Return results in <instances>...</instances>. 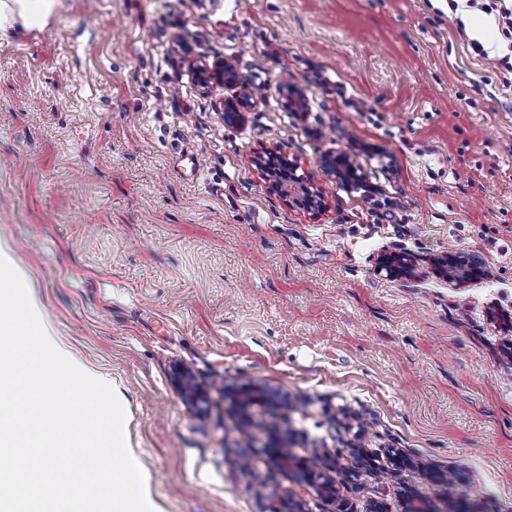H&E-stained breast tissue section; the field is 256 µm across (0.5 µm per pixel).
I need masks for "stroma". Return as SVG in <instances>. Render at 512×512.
I'll use <instances>...</instances> for the list:
<instances>
[{
  "label": "stroma",
  "instance_id": "stroma-1",
  "mask_svg": "<svg viewBox=\"0 0 512 512\" xmlns=\"http://www.w3.org/2000/svg\"><path fill=\"white\" fill-rule=\"evenodd\" d=\"M488 4L53 0L0 41V243L55 342L122 394L157 512H268L276 489L404 512L405 488L429 512H512V356L487 317L512 314V68L493 61L512 42ZM189 52L260 97L200 84ZM270 153L323 211L271 188ZM328 153L378 194L339 186ZM398 248L422 259L408 284L375 272ZM451 249L489 279L448 288L426 260ZM232 383L288 407L242 413ZM278 427L297 464L343 474L334 498L273 466Z\"/></svg>",
  "mask_w": 512,
  "mask_h": 512
}]
</instances>
